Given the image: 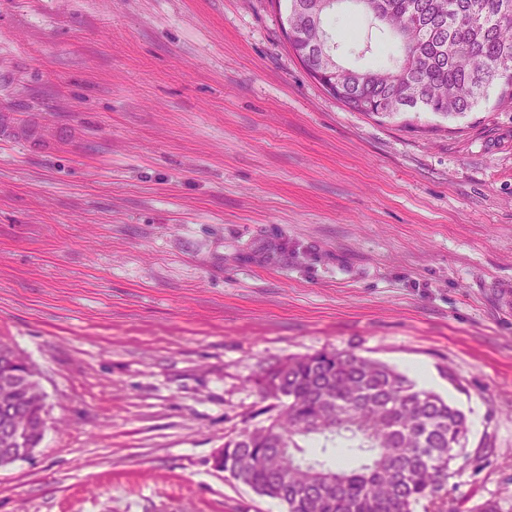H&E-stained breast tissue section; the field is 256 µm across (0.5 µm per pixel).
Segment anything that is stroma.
Segmentation results:
<instances>
[{
  "mask_svg": "<svg viewBox=\"0 0 512 512\" xmlns=\"http://www.w3.org/2000/svg\"><path fill=\"white\" fill-rule=\"evenodd\" d=\"M284 14L0 0V339L50 417L0 512H286L212 456L321 350L425 366L469 427L448 512H512V109L351 111Z\"/></svg>",
  "mask_w": 512,
  "mask_h": 512,
  "instance_id": "1",
  "label": "stroma"
}]
</instances>
